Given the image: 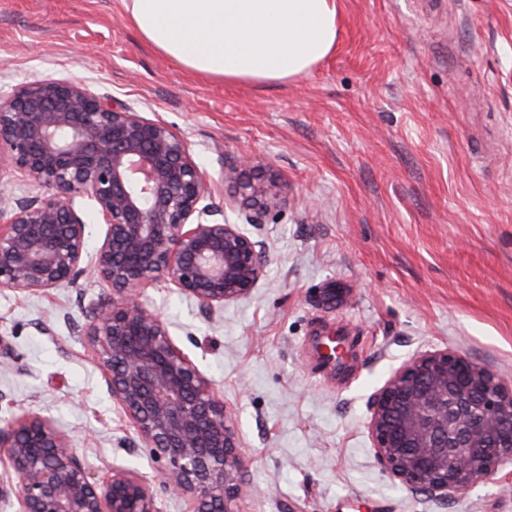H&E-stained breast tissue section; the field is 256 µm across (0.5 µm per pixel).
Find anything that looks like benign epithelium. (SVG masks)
Returning <instances> with one entry per match:
<instances>
[{
	"label": "benign epithelium",
	"mask_w": 512,
	"mask_h": 512,
	"mask_svg": "<svg viewBox=\"0 0 512 512\" xmlns=\"http://www.w3.org/2000/svg\"><path fill=\"white\" fill-rule=\"evenodd\" d=\"M0 146L36 191L0 187V289L50 292L88 271L105 284L81 336L112 398L190 512H235L249 460L224 399L139 298L162 281L206 310L246 298L265 272L259 242L214 205L183 136L80 83L0 90ZM250 163L224 169V181L251 201L246 223L259 224L276 184L253 185ZM77 198L92 201L106 224L92 256ZM368 428L378 459L404 487L455 499L512 462V383L460 351L425 353L377 391ZM0 462V497L14 495L20 512H156L138 473L114 468L95 478L68 436L36 412L0 427Z\"/></svg>",
	"instance_id": "benign-epithelium-1"
}]
</instances>
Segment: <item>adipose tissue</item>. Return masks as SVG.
<instances>
[{"label": "adipose tissue", "mask_w": 512, "mask_h": 512, "mask_svg": "<svg viewBox=\"0 0 512 512\" xmlns=\"http://www.w3.org/2000/svg\"><path fill=\"white\" fill-rule=\"evenodd\" d=\"M141 39L186 71L269 86L308 75L336 46V0H121Z\"/></svg>", "instance_id": "ef3b65f1"}]
</instances>
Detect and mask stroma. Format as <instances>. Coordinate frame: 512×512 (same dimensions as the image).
Wrapping results in <instances>:
<instances>
[{"label": "stroma", "instance_id": "1", "mask_svg": "<svg viewBox=\"0 0 512 512\" xmlns=\"http://www.w3.org/2000/svg\"><path fill=\"white\" fill-rule=\"evenodd\" d=\"M335 51L264 87L200 81L147 48L118 0H0V88L85 84L190 143L212 201L248 154L280 197L248 230L269 262L251 295L205 311L176 288L147 309L223 397L250 476L236 512H512V466L447 502L378 461L374 394L409 358L457 349L512 379V0H337ZM104 286L0 290V426L27 411L96 476L136 471L157 512H187L78 331ZM341 337L344 380L310 359Z\"/></svg>", "mask_w": 512, "mask_h": 512}]
</instances>
